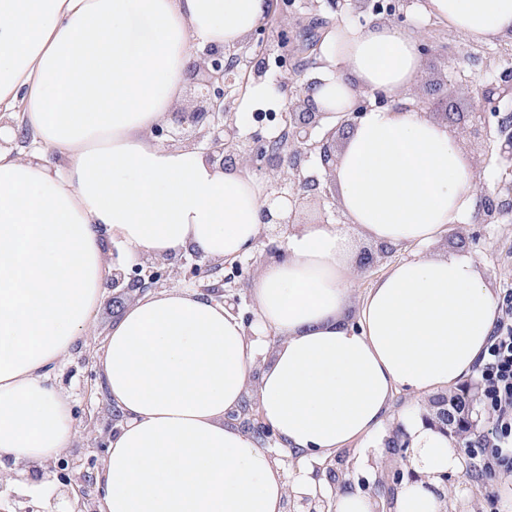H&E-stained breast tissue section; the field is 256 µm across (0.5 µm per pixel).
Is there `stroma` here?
<instances>
[{
  "label": "stroma",
  "mask_w": 512,
  "mask_h": 512,
  "mask_svg": "<svg viewBox=\"0 0 512 512\" xmlns=\"http://www.w3.org/2000/svg\"><path fill=\"white\" fill-rule=\"evenodd\" d=\"M409 24L430 35L436 43L435 52L422 59V73L416 84L419 94H426L428 86L436 82L457 85L479 78L482 68L474 64V57L493 54L512 59V43L470 42L448 26L418 18L414 13L409 16ZM459 245L481 260L497 296L512 290V222L462 224L456 235L442 237L426 246L425 251L443 253ZM113 316L111 300H104L95 325L55 370L59 384L71 397L77 431L72 447L60 457L63 473L57 474L44 467L32 469L29 479L44 484L48 492L44 498H32L13 485L1 484L0 512H68V493L76 477L96 475L106 453L96 441L108 439L113 411L101 385L95 355L104 346ZM463 460V473L448 479L449 487L457 491L448 502V512H512V477L487 483L481 476L480 454H464Z\"/></svg>",
  "instance_id": "1"
}]
</instances>
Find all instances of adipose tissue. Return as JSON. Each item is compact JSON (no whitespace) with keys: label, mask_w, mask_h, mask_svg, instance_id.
<instances>
[{"label":"adipose tissue","mask_w":512,"mask_h":512,"mask_svg":"<svg viewBox=\"0 0 512 512\" xmlns=\"http://www.w3.org/2000/svg\"><path fill=\"white\" fill-rule=\"evenodd\" d=\"M270 0H0V114L27 147H0V468L23 476L75 438L51 372L94 323L114 266L197 251L234 262L261 213L267 179L155 138L191 64L244 43ZM464 39L512 32V0H423ZM312 97L331 113L360 90L408 93L421 72L415 34L339 19L324 38ZM57 162H49L47 152ZM334 185L342 224H303L288 254L252 283L251 336L232 307L190 288L149 291L115 314L100 379L122 423L96 475L100 512H284L314 492L311 464L396 418L420 476L391 512H443L431 491L463 469L454 438L398 393L429 397L471 376L498 303L480 261L431 256L474 212L478 182L448 125L414 109L368 112L345 134ZM412 246L347 318L363 244ZM276 335L265 347L263 332ZM300 465L287 480L251 434L228 422L244 401Z\"/></svg>","instance_id":"obj_1"}]
</instances>
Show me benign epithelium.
<instances>
[{"instance_id": "7a95c632", "label": "benign epithelium", "mask_w": 512, "mask_h": 512, "mask_svg": "<svg viewBox=\"0 0 512 512\" xmlns=\"http://www.w3.org/2000/svg\"><path fill=\"white\" fill-rule=\"evenodd\" d=\"M326 6L336 14V18L347 17L364 25L367 20H387L403 22L411 11L414 0H323ZM274 16L260 27L263 33L271 34L269 40H256L251 34L246 46L258 43L265 54H271L269 41L276 42L279 56H289L293 51L308 50L310 60L305 65L289 69V74L301 81L300 89L288 97L287 110L284 113L283 128L278 135L263 138L257 134L246 138L239 136L236 113L229 111L228 96L231 89L237 87L241 76H249L256 68L253 60L247 59L239 47L212 51L203 62L194 66L189 73L190 87L197 105L192 109H181L170 114L166 124L157 127L154 134L158 137L182 138L188 145L196 146L208 140L209 156L220 166L231 164L239 159L251 169L262 171L272 179V198L281 199L290 204L291 211L284 217H274L270 213L262 216L265 228L260 240L268 243L264 259L280 258V248L270 238L278 230L295 223V216L302 205L309 200H324L332 196V173L336 166L338 140L343 138L347 129L353 127L367 112L382 107L415 108L422 106L414 103L405 105L382 91H360L356 93L354 105L344 113L339 123L324 134H318L323 128L326 113L311 98L312 87L318 83L310 70L319 65L316 61L320 54V45L324 33H319L312 42V25L295 27L291 24L298 14L295 0H272ZM485 78L479 84L457 86L467 89L470 110L460 109L456 96L444 92L441 88L432 89L428 110L443 114L446 122L455 126L468 123L469 135L486 143L487 157L500 172V180L493 191L480 192V204L474 213L473 224H501L512 218V66H502L496 57H487L483 61ZM317 164L319 173H311L306 163ZM394 248L381 247L377 252H367L359 259L360 269L374 268L384 258L392 254ZM224 263L212 259L204 265L190 270V275L207 278L218 274ZM181 274L179 268L165 265V261L150 255L139 256V263L131 269H113L112 294L115 304H121L134 292L159 290L168 287L170 281ZM249 416L240 410L230 418L240 421L245 431L259 437L263 442L272 444L277 440L274 430L257 412L258 405L248 401ZM429 414L424 416L425 423L444 433L453 426L460 416L469 411V407L448 395L441 393L428 400ZM384 452L393 460H407L410 455L408 438L398 429L386 439ZM421 480L410 467L393 465L377 472L372 484L371 499L378 503L374 512H384V506L391 504V496L405 483ZM300 512H327L328 503L321 494L301 496Z\"/></svg>"}]
</instances>
